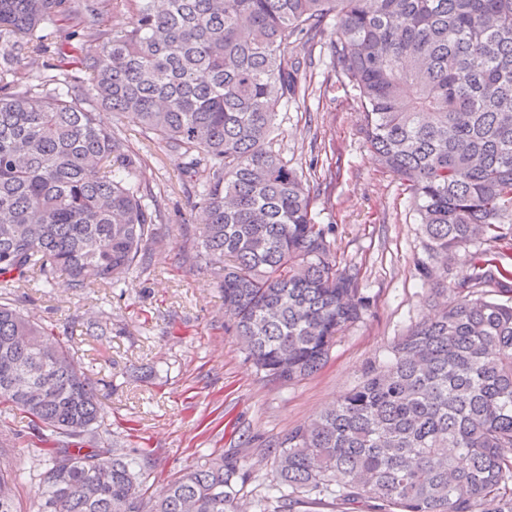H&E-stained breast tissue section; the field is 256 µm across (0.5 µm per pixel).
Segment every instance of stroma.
<instances>
[{
  "mask_svg": "<svg viewBox=\"0 0 512 512\" xmlns=\"http://www.w3.org/2000/svg\"><path fill=\"white\" fill-rule=\"evenodd\" d=\"M305 88L279 114L277 144L302 171L317 223L339 268L356 273L370 307L337 337L325 365L311 376L281 382L257 371L238 340L224 332V293L202 256L205 211L196 189L181 180L182 160L149 144L132 122L122 124L131 150L146 159L136 179L149 187L146 202L167 231L147 268L117 288L0 287V302L23 308L53 327L105 406L99 439L127 451H147L153 462L148 497L209 454L236 457L246 477L237 484L242 512L272 497L274 456L289 429L316 417L355 387L365 369L388 358L414 324L433 316V296L418 273L424 234L407 185L382 169L361 127L355 90L334 67L327 40H315ZM106 322L96 341L86 320ZM40 436L9 405L0 404V467L36 474Z\"/></svg>",
  "mask_w": 512,
  "mask_h": 512,
  "instance_id": "stroma-1",
  "label": "stroma"
}]
</instances>
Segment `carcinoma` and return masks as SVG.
I'll return each mask as SVG.
<instances>
[{
	"instance_id": "carcinoma-1",
	"label": "carcinoma",
	"mask_w": 512,
	"mask_h": 512,
	"mask_svg": "<svg viewBox=\"0 0 512 512\" xmlns=\"http://www.w3.org/2000/svg\"><path fill=\"white\" fill-rule=\"evenodd\" d=\"M122 6L128 26L107 27ZM336 18L330 50L363 108L381 165L407 182L422 226L424 280L444 301L388 360L276 448L278 508L339 494L375 512H512V0H0V281L117 288L163 241L143 158L83 108L87 92L185 159L202 187L200 232L224 291V331L266 375L316 371L369 308L336 267L303 175L276 149L295 96L299 49ZM86 47L88 84L65 70L52 90L22 81L48 40ZM126 170L112 176V161ZM470 273L433 265L483 237ZM0 403L47 447L38 512H144L146 453L98 444L96 391L70 348L17 305L0 303ZM89 448H84V443ZM239 472L222 454L171 482L149 512H234ZM0 469V512H17Z\"/></svg>"
}]
</instances>
